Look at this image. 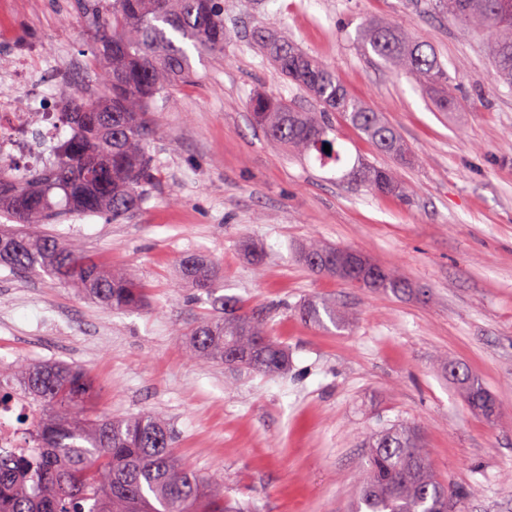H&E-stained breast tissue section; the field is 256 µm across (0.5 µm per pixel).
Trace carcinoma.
<instances>
[{
  "label": "carcinoma",
  "mask_w": 512,
  "mask_h": 512,
  "mask_svg": "<svg viewBox=\"0 0 512 512\" xmlns=\"http://www.w3.org/2000/svg\"><path fill=\"white\" fill-rule=\"evenodd\" d=\"M429 5L483 33L496 81L512 85V0H429ZM80 7L92 21V58L102 67L99 78L108 94L97 99L59 91L60 121L70 135L58 140L53 163L23 183L0 164V183L9 187L0 192V211L20 224L0 228V266L19 275L42 269L103 306L132 312L143 305L145 288L106 269L81 242L62 241L43 225L75 215L119 220L142 208L157 185L148 152L158 126L157 102L192 77V53L224 55V0H80ZM358 38L391 69L433 93L439 111L453 106L445 94L448 71L424 41L390 22L364 23ZM256 45L321 108L304 112L290 101L256 96L250 102L253 119L272 139L300 156L314 152L321 164L338 165L343 155L330 136L327 113L340 112L380 152L406 157L398 131L352 98L333 68L268 27L256 29ZM350 174L375 194L401 191L390 169L359 161ZM347 251L309 242L299 249V260L312 271L314 260ZM178 268L181 279L212 305L183 332L189 359L266 375L286 369L288 351L271 337L266 320L242 312L237 297L219 294L223 284L210 260L187 254ZM329 274L378 292L410 287L386 269L374 287L360 273ZM300 314L323 328L340 321L327 302L308 303ZM448 377L461 386L471 410L487 417L496 412L494 399L463 367L448 365ZM10 387L23 393L29 413H41L30 420L39 451L33 458H0V512H229L224 475L204 478L183 466L164 418L146 413L112 420L94 414L91 381L82 369L54 361L21 364L8 374L0 369V401L12 396ZM370 448L354 512H448L450 493L455 512H464L468 493L450 489L434 475L415 427L382 430Z\"/></svg>",
  "instance_id": "carcinoma-1"
}]
</instances>
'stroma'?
Wrapping results in <instances>:
<instances>
[{
    "label": "stroma",
    "mask_w": 512,
    "mask_h": 512,
    "mask_svg": "<svg viewBox=\"0 0 512 512\" xmlns=\"http://www.w3.org/2000/svg\"><path fill=\"white\" fill-rule=\"evenodd\" d=\"M373 19L431 45L455 108L436 111L364 49L357 28ZM263 22L382 112L406 159L381 153L338 112L342 165L301 162L271 140L252 120L254 95L317 106L259 53L252 33ZM224 27L223 57L194 59V81L162 109L150 149L158 183L143 212L51 227L141 283L144 307L116 312L47 275L0 266V368L77 365L101 412L164 416L178 458L201 475L223 473L225 499L246 512H350L372 438L405 423L420 429L434 473L469 491L465 512H512V87L495 82L483 35L427 0H224ZM91 36L76 0H10L0 72L22 40L91 67ZM359 159L392 169L404 196L345 179ZM310 240L358 250L410 287L374 292L313 274L298 259ZM188 253L219 268L244 312L268 318L288 348L285 374L186 358L178 329L210 309L179 277ZM315 300L335 303L342 326L303 321L299 308ZM448 361L479 379L495 415L466 406Z\"/></svg>",
    "instance_id": "35a3bbf8"
}]
</instances>
